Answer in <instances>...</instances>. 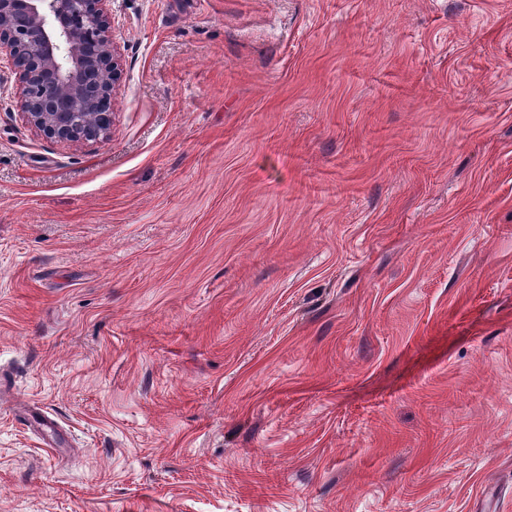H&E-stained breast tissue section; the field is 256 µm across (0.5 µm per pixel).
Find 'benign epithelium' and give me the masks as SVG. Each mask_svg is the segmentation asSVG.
Masks as SVG:
<instances>
[{
    "label": "benign epithelium",
    "instance_id": "benign-epithelium-1",
    "mask_svg": "<svg viewBox=\"0 0 512 512\" xmlns=\"http://www.w3.org/2000/svg\"><path fill=\"white\" fill-rule=\"evenodd\" d=\"M112 0H0V50L25 123L59 143L108 136L123 76Z\"/></svg>",
    "mask_w": 512,
    "mask_h": 512
}]
</instances>
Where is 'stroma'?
<instances>
[{"label": "stroma", "mask_w": 512, "mask_h": 512, "mask_svg": "<svg viewBox=\"0 0 512 512\" xmlns=\"http://www.w3.org/2000/svg\"><path fill=\"white\" fill-rule=\"evenodd\" d=\"M112 26L107 139L0 100V512H512V0Z\"/></svg>", "instance_id": "1"}]
</instances>
